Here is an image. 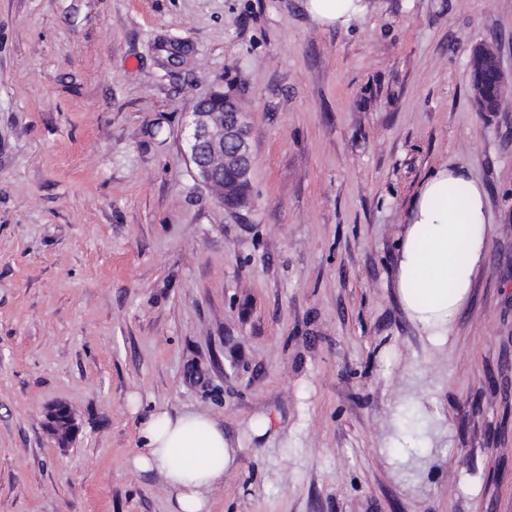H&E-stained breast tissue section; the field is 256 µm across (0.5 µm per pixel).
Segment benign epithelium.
<instances>
[{
	"instance_id": "obj_1",
	"label": "benign epithelium",
	"mask_w": 512,
	"mask_h": 512,
	"mask_svg": "<svg viewBox=\"0 0 512 512\" xmlns=\"http://www.w3.org/2000/svg\"><path fill=\"white\" fill-rule=\"evenodd\" d=\"M467 72L476 108L497 112L504 92L512 88L497 48L478 43L470 51ZM188 159L197 180L218 195H224V172L241 182H251L253 154L249 130L233 96L215 91L200 100L191 112ZM52 436L65 443L73 438L76 424L71 411L58 405L48 413Z\"/></svg>"
}]
</instances>
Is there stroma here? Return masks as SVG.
<instances>
[{"instance_id":"1","label":"stroma","mask_w":512,"mask_h":512,"mask_svg":"<svg viewBox=\"0 0 512 512\" xmlns=\"http://www.w3.org/2000/svg\"><path fill=\"white\" fill-rule=\"evenodd\" d=\"M481 42L512 74V0H370L346 29L303 0H0V512H169L125 466L133 395L223 423L212 512H512V90L477 110ZM222 89L255 160L236 212L187 156ZM447 163L490 226L434 340L394 257ZM48 422L52 436L61 443L68 442L76 432V424L71 411L63 405H58L48 413Z\"/></svg>"}]
</instances>
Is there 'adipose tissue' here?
<instances>
[{
  "mask_svg": "<svg viewBox=\"0 0 512 512\" xmlns=\"http://www.w3.org/2000/svg\"><path fill=\"white\" fill-rule=\"evenodd\" d=\"M307 13L325 27L345 28L369 9L368 0H305ZM489 222L487 191L463 170L444 166L420 185L407 209L396 255V287L402 306L430 336L447 331L465 304L481 264ZM140 445L128 459L138 473H157L171 512H211V494L237 451L224 427L202 410L164 405L140 413Z\"/></svg>",
  "mask_w": 512,
  "mask_h": 512,
  "instance_id": "obj_1",
  "label": "adipose tissue"
}]
</instances>
